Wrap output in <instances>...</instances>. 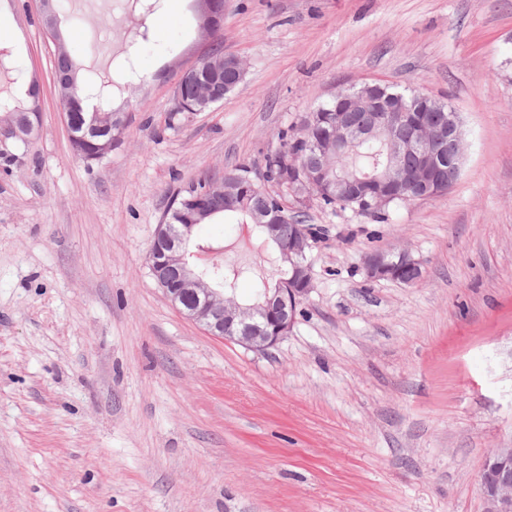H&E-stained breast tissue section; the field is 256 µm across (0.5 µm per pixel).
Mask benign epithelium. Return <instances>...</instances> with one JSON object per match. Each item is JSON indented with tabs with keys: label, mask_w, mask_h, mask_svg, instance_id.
<instances>
[{
	"label": "benign epithelium",
	"mask_w": 512,
	"mask_h": 512,
	"mask_svg": "<svg viewBox=\"0 0 512 512\" xmlns=\"http://www.w3.org/2000/svg\"><path fill=\"white\" fill-rule=\"evenodd\" d=\"M39 3L40 18L46 35L56 44H61L62 35L54 0H39ZM213 60L224 65V69L232 73L235 80L224 84L222 91L201 94L196 101V111L204 112L212 108L223 100V95L238 88L244 78L241 60L237 55L215 47L203 55L199 62L182 71L176 87L174 108H183L182 92L193 84L200 63ZM380 88L379 83H365L356 89H348L341 108L343 114L336 120V138L316 144L314 153H344L357 142L384 135L387 137L391 159L380 173L379 180L391 184L410 183L416 191L417 200L433 197L445 181L448 185H453L461 174L464 150L456 151L445 170L438 166L436 146L444 141L461 144L463 130L458 113L446 108L441 102L436 103V111H448V124L432 128L425 123L413 121L411 111L405 106H382L376 98ZM352 112L371 113L369 125H356L350 116ZM125 123V113L115 112L110 116V125L106 126L100 122L99 113L95 110L87 116L82 133L72 132L70 138L84 141L97 139L112 134V127L120 128ZM407 125L414 127L412 139L403 140L397 137V131ZM38 127L37 123L24 121L19 124L10 120L0 126V139L17 140L25 132L33 134ZM409 154L418 156L421 161V165L415 170L404 164V158ZM303 173L305 178L301 182L309 185V195L312 197L318 198L323 192L327 194L332 188L336 191V199L348 203L356 201L370 213H378L390 203L388 196L376 194L368 197L355 191L356 183L347 174L338 173L336 180L329 179L318 184L308 169H303ZM195 226L196 222L191 217L189 223L179 225L177 235L173 237L169 233V225H158L153 249L163 256V260L155 263L153 274L157 275L156 282L163 290L165 299L189 320L203 326L212 336L258 353L276 347L293 328L298 298L305 296L312 288L311 266L307 260V251L311 244L307 230L299 227V232L284 243L280 240L278 225H265L267 240L274 242L276 248L280 249L283 262L293 269V275L288 279V287L269 288L254 303L243 305L233 297H220L190 261L194 256L201 257L203 251V245L199 243L195 244V250H190ZM363 266L366 276L373 280L393 277V271L397 267L412 270L417 280L423 275L422 263L405 250L391 253L372 251L365 255ZM184 290L203 294L206 302L188 304L182 294ZM479 489L484 504L483 512H512V447L495 448L486 456L480 473Z\"/></svg>",
	"instance_id": "benign-epithelium-1"
}]
</instances>
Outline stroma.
<instances>
[{
    "label": "stroma",
    "mask_w": 512,
    "mask_h": 512,
    "mask_svg": "<svg viewBox=\"0 0 512 512\" xmlns=\"http://www.w3.org/2000/svg\"><path fill=\"white\" fill-rule=\"evenodd\" d=\"M59 23L129 112L118 148L76 159L38 4L0 0V49L42 112L0 162V512H483L484 458L512 444V0H224L211 38L193 0H71ZM216 41L243 83L170 122ZM128 49L132 77L112 66ZM364 82L449 103L460 178L376 216L310 200L288 337L262 354L207 334L147 265L173 196L262 170L281 129ZM197 235L253 260L237 218ZM397 249L422 279L367 280L365 255ZM213 60L219 61L221 65L224 64V69H226L229 73H232L235 76V80L232 83H224V95L222 90H216L210 94H201L196 101V109L194 112H204L212 108L216 104L220 103L224 96L238 88L239 84L243 81L244 78V68L242 66L241 60L237 55L232 53H224L221 48L215 47L210 49L195 64L182 71L177 83V93L174 98V106L172 109L183 108L184 100L182 97V92H184L188 85L193 84L200 63H208Z\"/></svg>",
    "instance_id": "1"
}]
</instances>
